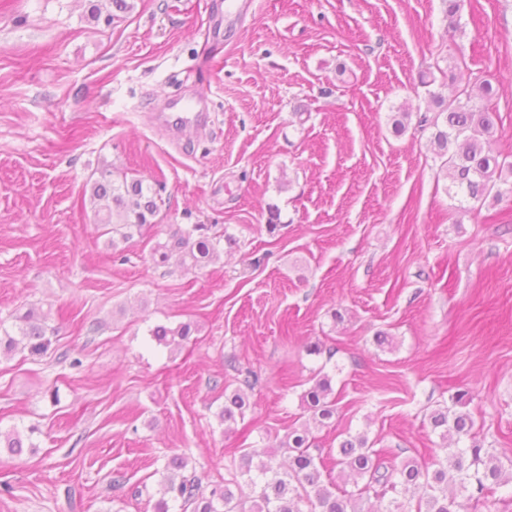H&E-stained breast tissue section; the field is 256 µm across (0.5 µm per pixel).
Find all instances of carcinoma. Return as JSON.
<instances>
[{
    "mask_svg": "<svg viewBox=\"0 0 512 512\" xmlns=\"http://www.w3.org/2000/svg\"><path fill=\"white\" fill-rule=\"evenodd\" d=\"M483 91L478 97L466 84L447 102L434 93L439 112L419 120V127L435 129L433 141L438 153L446 157L444 166L454 196L476 202L491 194L500 197L503 171L512 174V163L499 160L501 152L492 147L493 109L485 104L490 86ZM162 190L161 184L129 181L125 176L113 177L108 169L100 171L91 185V202L112 247L154 224ZM220 243L221 236L212 233L211 226L193 224L174 231L167 242L157 245L155 253L162 263L170 253H181L196 267L212 258ZM151 336L159 345H178L192 336V325H157ZM19 349L32 355L48 349L45 325L32 311L17 317L14 331L0 329V353L9 355ZM302 400L319 425L330 426L336 398L328 379L316 381ZM452 401L457 409L444 407L430 417L432 429L441 439L443 456L435 457L429 466L389 463L372 450L365 436H350L341 442L333 464L354 478V489L337 492L334 483L323 480L325 465L314 454L316 446L308 430L295 429L283 443L288 450L287 463L277 462L276 455L266 450L246 452L240 456L232 478L213 486L207 494L195 476L184 474V459H171L162 472L163 497L156 502L154 512H170L171 501L178 504L180 512H462L464 499L512 485V458L501 461L476 439L474 420L464 411L470 403L468 391L456 392ZM246 405L243 393L224 394L220 421H236ZM0 443L12 456L23 453L24 439L16 429L0 432ZM372 500L377 508L364 507Z\"/></svg>",
    "mask_w": 512,
    "mask_h": 512,
    "instance_id": "carcinoma-1",
    "label": "carcinoma"
}]
</instances>
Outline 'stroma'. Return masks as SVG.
<instances>
[{
  "label": "stroma",
  "mask_w": 512,
  "mask_h": 512,
  "mask_svg": "<svg viewBox=\"0 0 512 512\" xmlns=\"http://www.w3.org/2000/svg\"><path fill=\"white\" fill-rule=\"evenodd\" d=\"M130 2L108 25L92 0H0V326L34 307L50 341L0 355V431L34 445L0 455V512H153L171 458L207 488L252 449L286 458L302 426L326 459L363 434L428 461L460 389L512 457V192L457 209L418 125L463 80L491 86L512 138V0H253L217 39L224 0ZM191 94L212 125L151 123ZM104 167L165 185L115 249L90 203ZM190 224L234 242L156 263ZM180 323L181 346L151 340ZM249 372L244 416L220 422ZM324 376L328 427L302 401ZM150 332L159 345H180V342L186 341L192 336V325L190 323H181L175 327L157 325Z\"/></svg>",
  "instance_id": "stroma-1"
}]
</instances>
